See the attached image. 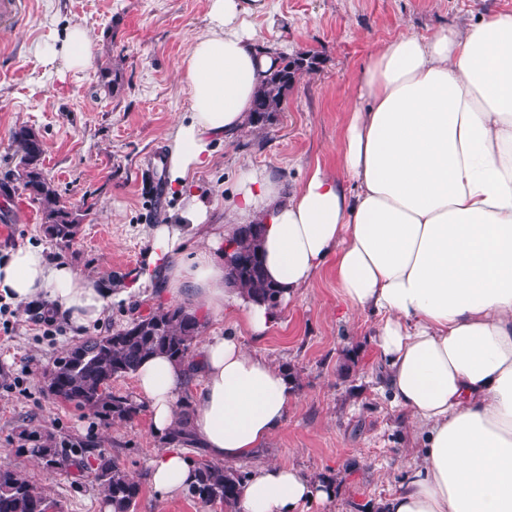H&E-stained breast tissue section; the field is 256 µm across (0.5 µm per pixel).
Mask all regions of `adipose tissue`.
I'll list each match as a JSON object with an SVG mask.
<instances>
[{
	"label": "adipose tissue",
	"mask_w": 512,
	"mask_h": 512,
	"mask_svg": "<svg viewBox=\"0 0 512 512\" xmlns=\"http://www.w3.org/2000/svg\"><path fill=\"white\" fill-rule=\"evenodd\" d=\"M207 2V30L185 62L190 110L166 136L169 188L183 207L174 223L150 228L138 287L216 316L239 313L262 338L274 313L227 280L224 252L239 226L263 225L265 275L283 300L328 267L347 307L375 318L380 387L420 438L417 463L380 512H512V12L381 45L362 70L366 104L351 111L337 170L314 167L291 188L249 168L215 224L192 175L243 127L277 49L261 48L250 24L273 0ZM0 296L46 298L78 329L100 323L111 303L95 280L30 243L0 259ZM136 376L159 436L195 385L196 433L226 461L263 447L293 400L287 370L229 333L204 337L192 367L157 355ZM148 478L174 494L195 469L170 447ZM327 497L292 467L262 465L235 509L301 512Z\"/></svg>",
	"instance_id": "1"
}]
</instances>
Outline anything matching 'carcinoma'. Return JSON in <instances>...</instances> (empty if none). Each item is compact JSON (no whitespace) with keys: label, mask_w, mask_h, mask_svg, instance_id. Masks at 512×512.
<instances>
[{"label":"carcinoma","mask_w":512,"mask_h":512,"mask_svg":"<svg viewBox=\"0 0 512 512\" xmlns=\"http://www.w3.org/2000/svg\"><path fill=\"white\" fill-rule=\"evenodd\" d=\"M319 56L304 51L295 54L278 53L266 77L256 92L246 116L245 126L264 128L282 109L288 93L306 75L317 70ZM15 146V180L37 205L43 229L58 244L68 245L80 232L85 213L71 206L58 188L47 179L43 168L44 145L38 132L27 124L12 131ZM263 226L248 224L238 230V240L232 256L244 261L227 264L229 276L249 298L272 309L281 304V291L265 277L260 247ZM203 323L190 303L159 306L146 316H138L127 326L105 335L89 336L56 357L43 373L63 377V387L54 395L64 403L88 411L105 421L131 422L144 410L143 404L130 395L112 391V379L136 374L140 365L153 355H165L177 364L188 361L192 347L201 334ZM194 410L184 402L175 426L161 436L163 446L178 444L196 450L193 460L196 481L189 492L204 503L219 502L231 509L241 494L247 475L230 466L205 459V449L192 427ZM21 444L14 449L17 456H29L40 461L51 459L57 470L66 471L79 461L62 453L56 438L37 430L20 434ZM84 452L96 456L93 479L100 489L102 504L111 512H132L139 497L141 483L129 476L112 456L84 445ZM57 503L37 490L10 466L0 465V512H57Z\"/></svg>","instance_id":"carcinoma-1"}]
</instances>
